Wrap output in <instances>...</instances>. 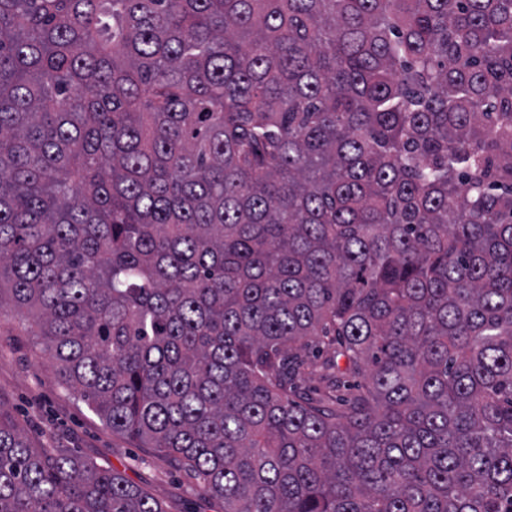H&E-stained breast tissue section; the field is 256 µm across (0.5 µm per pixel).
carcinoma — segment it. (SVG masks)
I'll return each mask as SVG.
<instances>
[{
    "label": "carcinoma",
    "instance_id": "obj_1",
    "mask_svg": "<svg viewBox=\"0 0 512 512\" xmlns=\"http://www.w3.org/2000/svg\"><path fill=\"white\" fill-rule=\"evenodd\" d=\"M5 304L224 512H512V0H0Z\"/></svg>",
    "mask_w": 512,
    "mask_h": 512
}]
</instances>
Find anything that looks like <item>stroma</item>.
Instances as JSON below:
<instances>
[{
    "mask_svg": "<svg viewBox=\"0 0 512 512\" xmlns=\"http://www.w3.org/2000/svg\"><path fill=\"white\" fill-rule=\"evenodd\" d=\"M0 405L44 448H63L121 471L163 502L167 512H224L183 465L112 433L61 382L58 367L11 306L0 308Z\"/></svg>",
    "mask_w": 512,
    "mask_h": 512,
    "instance_id": "35a3bbf8",
    "label": "stroma"
}]
</instances>
